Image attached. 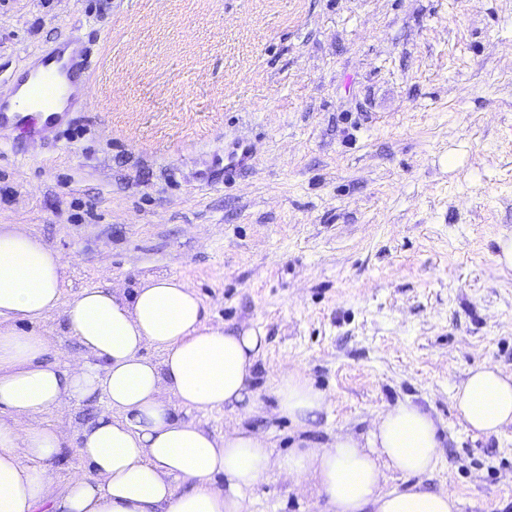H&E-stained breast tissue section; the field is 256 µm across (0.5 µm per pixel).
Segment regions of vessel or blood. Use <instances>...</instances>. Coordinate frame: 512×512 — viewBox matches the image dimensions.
<instances>
[{"label": "vessel or blood", "mask_w": 512, "mask_h": 512, "mask_svg": "<svg viewBox=\"0 0 512 512\" xmlns=\"http://www.w3.org/2000/svg\"><path fill=\"white\" fill-rule=\"evenodd\" d=\"M91 67V56L79 31H71L42 51L34 66L16 80L28 101L38 105L39 120L14 109L8 96L0 94V129L15 127L33 141H46L57 136L69 121L71 112L86 103L85 90ZM254 156L249 146L237 143L224 157V175L232 177L250 168Z\"/></svg>", "instance_id": "b4317fda"}]
</instances>
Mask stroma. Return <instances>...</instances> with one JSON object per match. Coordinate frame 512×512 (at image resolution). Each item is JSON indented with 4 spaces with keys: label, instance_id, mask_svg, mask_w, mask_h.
I'll return each instance as SVG.
<instances>
[{
    "label": "stroma",
    "instance_id": "obj_1",
    "mask_svg": "<svg viewBox=\"0 0 512 512\" xmlns=\"http://www.w3.org/2000/svg\"><path fill=\"white\" fill-rule=\"evenodd\" d=\"M79 29L95 72L57 142L0 130V225L21 224L87 288L188 279L213 324L261 331L255 392L185 412L223 435L238 419L274 455L298 439L362 436L410 400L438 420L430 492L460 512H512V429L466 428L453 394L469 371H512V0H0V92ZM251 172L205 184L235 142ZM52 361L81 347L62 310L30 325ZM298 368L330 395L307 432L274 412ZM100 397L41 415L83 469ZM315 490L272 473L251 512H319Z\"/></svg>",
    "mask_w": 512,
    "mask_h": 512
}]
</instances>
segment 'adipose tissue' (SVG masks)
<instances>
[{
	"mask_svg": "<svg viewBox=\"0 0 512 512\" xmlns=\"http://www.w3.org/2000/svg\"><path fill=\"white\" fill-rule=\"evenodd\" d=\"M66 268L21 225H0V512H249V493L274 470L314 484L323 512H459L453 492L385 486L387 472L416 477L437 464L438 424L422 406L379 413L365 438L339 433L277 457L267 436L241 424L215 437L180 411L250 398L265 336L209 324L203 299L177 277L88 288L63 303ZM59 308L82 347L64 367L50 361L49 338L23 330ZM148 346L160 359L143 355ZM96 395L112 416L81 430L90 471L57 487L47 466L65 453L66 437L39 417ZM273 395L277 413L300 431L329 407L296 369ZM453 402L468 429L503 433L512 426V374L474 368Z\"/></svg>",
	"mask_w": 512,
	"mask_h": 512,
	"instance_id": "adipose-tissue-1",
	"label": "adipose tissue"
}]
</instances>
